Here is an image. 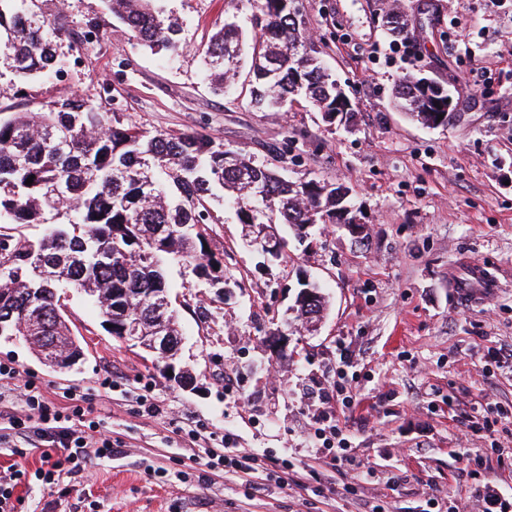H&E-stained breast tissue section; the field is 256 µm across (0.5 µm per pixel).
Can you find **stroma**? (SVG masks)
Listing matches in <instances>:
<instances>
[{"mask_svg":"<svg viewBox=\"0 0 512 512\" xmlns=\"http://www.w3.org/2000/svg\"><path fill=\"white\" fill-rule=\"evenodd\" d=\"M48 17L71 31L56 76L22 81L0 70V111L29 112L79 96L111 110L122 126L197 133L250 155L283 177L349 187L368 227L356 243L333 224L289 239L288 256L271 260L243 240L227 203L207 249L232 283L216 298L178 262L167 279L176 300L182 346L178 366L196 388L165 379L155 357L111 336L99 310L76 290L68 322L83 358L57 371L21 339L0 337V362L20 375L0 381V427L30 419L23 393L50 411L81 405L94 434L117 452L91 459L61 485L38 481L48 446L32 430L0 441V473L26 471L14 512H435L462 499L476 504L486 487L512 501V468L487 460L474 476L465 454L512 449V434L468 431L461 416L476 403L512 404V0H400L410 20L405 39L379 26L380 0H295L298 18L353 102L351 128L329 127L301 103L279 112L250 106L249 76L214 93L204 52L225 21L245 37L258 30V0H154L181 28L179 51L146 47L104 0H41ZM487 73L484 93L464 74ZM439 82L459 78L458 112L445 126L422 125L394 106L409 73ZM478 263L499 288L458 303L451 273ZM323 286L329 309L319 327L288 336L289 358L271 360L272 323L294 304L303 278ZM353 362L359 406L348 425L355 465L333 461L309 436L317 407L310 385L332 379L341 356ZM197 432L191 442L189 432ZM292 461L304 476L256 484L206 468L194 447Z\"/></svg>","mask_w":512,"mask_h":512,"instance_id":"stroma-1","label":"stroma"}]
</instances>
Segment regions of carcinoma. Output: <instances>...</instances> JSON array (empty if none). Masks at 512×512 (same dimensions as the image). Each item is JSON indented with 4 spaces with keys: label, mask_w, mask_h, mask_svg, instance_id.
<instances>
[{
    "label": "carcinoma",
    "mask_w": 512,
    "mask_h": 512,
    "mask_svg": "<svg viewBox=\"0 0 512 512\" xmlns=\"http://www.w3.org/2000/svg\"><path fill=\"white\" fill-rule=\"evenodd\" d=\"M112 15L150 48L177 51L179 30L165 22L152 0H107ZM265 33L252 46L251 104L282 109L300 100L324 114L336 112L343 91L322 65L297 19L294 0H259ZM385 31L408 35L407 16L381 9ZM68 36L63 16L49 19L39 0H0V69L27 79L55 73ZM243 33L234 21L213 36L205 67L218 92L239 76ZM407 74L395 88L399 107L430 127L434 105ZM33 178L28 185L26 180ZM224 191L239 223H336V184L286 180L209 137L154 134L112 123L108 111L80 97L53 101L38 112L0 117V224H43L32 241L0 232V336H62L70 346L61 292H83L123 335L138 324L140 344L161 332L180 336L171 306L157 314L154 297L169 295L165 269L177 260L224 298V267L204 249V225L214 216L205 204L212 188Z\"/></svg>",
    "instance_id": "carcinoma-1"
}]
</instances>
